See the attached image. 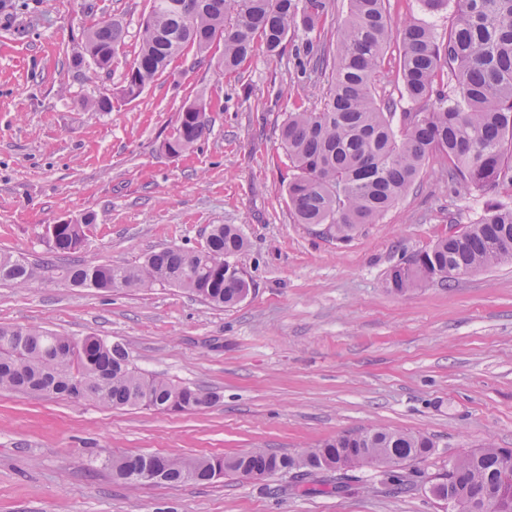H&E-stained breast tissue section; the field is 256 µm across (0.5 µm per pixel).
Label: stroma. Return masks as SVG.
<instances>
[{"label":"stroma","instance_id":"1","mask_svg":"<svg viewBox=\"0 0 512 512\" xmlns=\"http://www.w3.org/2000/svg\"><path fill=\"white\" fill-rule=\"evenodd\" d=\"M149 0H0V251L37 267L32 287L0 284V325L37 327L125 345L132 368L218 393L192 413L106 408L62 394L0 390V512H448L431 488L456 456L484 443L512 448V262L391 291V268L465 228L512 188L454 191L448 162L430 157L413 190L375 224L336 240L297 223L280 145L287 112L319 105L327 75L299 58L334 46L349 16L332 7L314 32L288 35L227 74L224 45L188 52L133 100L123 77ZM120 20L110 73L73 67L83 33ZM111 95L108 112L88 102ZM209 104L211 131L174 157L163 142L181 107ZM94 216L74 251L53 250L48 225ZM215 224L242 228L237 258L250 281L219 308L171 286L75 287L66 269L132 266L152 251L204 244ZM382 427L423 434L413 491L358 472L340 491L288 488L282 475L129 486L112 457L235 456L255 447L294 455Z\"/></svg>","mask_w":512,"mask_h":512}]
</instances>
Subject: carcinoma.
Masks as SVG:
<instances>
[{
  "label": "carcinoma",
  "mask_w": 512,
  "mask_h": 512,
  "mask_svg": "<svg viewBox=\"0 0 512 512\" xmlns=\"http://www.w3.org/2000/svg\"><path fill=\"white\" fill-rule=\"evenodd\" d=\"M385 0H349V19L337 35L336 52L329 49L299 61L301 73L330 70L328 89L318 110L298 108L280 127V142L295 170L288 182V206L300 224H324L329 236L344 240L360 224H375L412 189L427 159H448V179L467 191L512 186V0H455L448 37L438 40L424 21L392 26ZM331 0H152L143 22L137 56L126 72L121 95L137 98L144 88L187 49L208 50L216 39L224 52L218 67L234 70L263 48L269 59L285 51L288 34L297 27L315 30ZM403 46L400 78L411 108L398 112L376 95L384 53L392 40ZM124 44L117 20L91 27L84 56L100 70ZM445 91L431 108L424 103L437 86ZM207 103L185 104L165 140L166 153L178 156L210 132ZM63 224L52 247L75 250L83 227ZM512 206L490 203L480 218L456 237L439 239L428 251L406 259L387 279L398 293L420 286L439 272L482 269L512 260ZM247 240L235 224H215L206 245L194 256L181 247L148 254L135 266L88 263L69 269L75 286L110 289L122 281L129 288L168 285L183 288L214 306H233L250 282L235 258ZM36 280L32 265L0 253V282L28 288ZM69 353L66 362L50 350ZM0 389L65 393L104 406H145L180 413L199 408L202 391L145 377L128 365L127 349L99 336L76 341L37 328L0 326ZM434 447L421 434L374 428L339 435L308 450L309 463L296 471L294 457L266 448L233 457L184 459L164 456V481H211L221 473L258 470L264 475L289 474L298 483L326 478L338 490L348 483L346 472L327 465L338 458L346 468L365 464V457L398 458L405 465ZM501 449L491 444L454 459L435 483H453L460 499L448 512H512V462L498 464ZM194 474L186 475L188 468ZM112 475L131 485L142 484L123 458H112ZM378 484L397 493L415 485L413 471L403 467L394 481L380 475Z\"/></svg>",
  "instance_id": "carcinoma-1"
}]
</instances>
